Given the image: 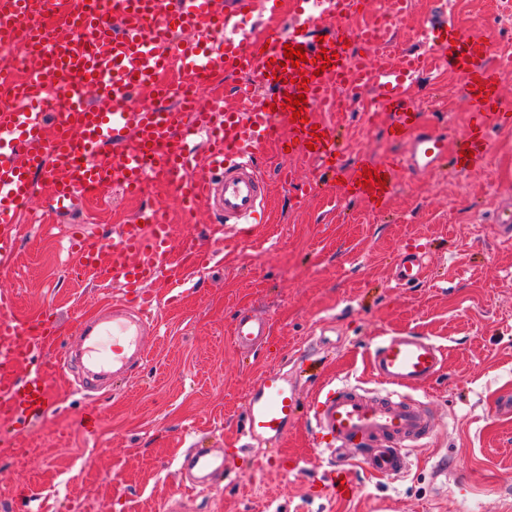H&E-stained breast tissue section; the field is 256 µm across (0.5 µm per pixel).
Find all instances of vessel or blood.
I'll return each mask as SVG.
<instances>
[{
	"label": "vessel or blood",
	"mask_w": 512,
	"mask_h": 512,
	"mask_svg": "<svg viewBox=\"0 0 512 512\" xmlns=\"http://www.w3.org/2000/svg\"><path fill=\"white\" fill-rule=\"evenodd\" d=\"M372 0H289L288 27L257 26L253 0H90L83 17L84 37L59 34L49 16L59 0H0V47L25 38L33 54L24 80L0 67V86L14 89L9 105L0 107V263L9 264L17 250L22 212L38 187L48 191L47 206L60 217L71 215L90 195L118 187L138 196L153 184L172 186L186 215L200 205L210 206L227 224H261L266 220L264 199L268 182L256 159L269 146L290 148L314 160L338 179L345 196L368 198L380 204L385 190H368L364 170L385 175L394 187L400 171L428 168L440 160L447 141L420 127L419 104L406 97V88L433 58L454 70L467 86L472 115L464 145L452 149L458 172L481 165L487 154L489 129H512V107L503 105L494 81L500 65L490 42L470 38L452 20L425 18L420 34L421 54H405L398 64L360 60L356 74L347 64L352 45L369 39L373 29L355 27ZM335 24L324 42L313 38L319 20ZM160 23L147 31L149 20ZM303 46L307 60L300 67L283 65L285 45ZM334 53L327 68L315 61L321 50ZM280 62L273 70L272 62ZM176 71L201 82L221 73L245 75L238 86V105L227 109L223 100L208 104L180 100L162 73ZM308 73L305 88L294 80ZM262 78L266 96H259L255 78ZM352 82L356 91L369 92L372 108L389 115L388 134L408 137L405 156L377 160L357 153L351 169H344L334 125L320 123V138H312L309 124L315 103L335 87ZM482 91H473L474 82ZM150 88L166 100V108L135 110L132 93ZM110 97L111 105L92 102L89 91ZM305 95L304 121L292 119L283 105L285 95ZM314 149H307V142ZM472 158H464V149ZM193 242L175 247L172 226L156 208L142 209L136 223L122 225L112 241L85 226L73 227L70 249L73 269L120 288L124 299L118 314L82 325L81 356L85 360V388L101 378L129 375L147 360L142 340L155 328L157 317L148 306L149 285L176 288L181 280L177 250L193 249ZM426 272L422 254L407 250L396 267L397 281H419ZM13 293L0 290V458L15 457L18 435L38 424L57 408L48 390L49 373L32 359L58 342L62 326L57 313L46 309L33 321L16 317ZM269 332L268 322L248 312L238 314L232 335L242 348ZM443 364L440 346L426 337L399 333L380 341L372 352V367L387 385L379 394L359 385L328 384L310 403L318 446L332 457L323 483L336 499L356 496L359 487L347 466L355 454L371 472L399 477L409 468V452L431 434L434 421L423 402L408 389L432 380ZM300 397L282 374L271 371L255 385L244 414L250 437L282 439L297 415ZM180 471L193 487L210 486L224 473V457L208 450L184 455Z\"/></svg>",
	"instance_id": "b4317fda"
}]
</instances>
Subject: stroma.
I'll list each match as a JSON object with an SVG mask.
<instances>
[{
	"label": "stroma",
	"mask_w": 512,
	"mask_h": 512,
	"mask_svg": "<svg viewBox=\"0 0 512 512\" xmlns=\"http://www.w3.org/2000/svg\"><path fill=\"white\" fill-rule=\"evenodd\" d=\"M442 5L464 31L492 41L496 55L512 57V22L483 25L495 0H414L397 25V53L417 48L419 22ZM410 95L423 104L425 127L452 141L465 131L468 104L456 73L430 66ZM320 118L374 159L407 149L388 138L385 113L367 127L347 112ZM257 164L271 184L269 221L246 228L219 225L205 206L186 216L165 185L136 198L109 191L65 221L38 191L16 256L0 268V289L15 294L22 319L48 306L58 313L63 337L43 352L45 365L78 343L83 318L119 298L93 278L71 277L70 225L108 240L141 207H157L176 240L218 256L198 277L193 255H181L188 277L177 303L152 289L159 325L145 339L150 360L127 381L86 392L65 373L50 376L60 405L20 435L26 461L0 460V512H78L86 499L96 512H512V241L498 229L501 213L512 210V130L495 134L484 163L467 173L450 164L404 173L377 210L341 197L308 158L271 148ZM407 244L425 248L427 272L398 286L395 261ZM244 309L270 326L249 350L231 336ZM401 332L443 350L439 374L410 391L435 418L433 434L413 449L403 476L358 465L354 500L311 496L330 457L315 447L309 415L300 413L282 445L270 447L244 430L251 390L270 370L305 402L329 380L380 390L371 351ZM85 409L100 414L97 436L74 425ZM192 448L225 452L213 486L181 487L179 463ZM283 458L297 470L281 471ZM24 486L35 500L19 495Z\"/></svg>",
	"instance_id": "1"
}]
</instances>
